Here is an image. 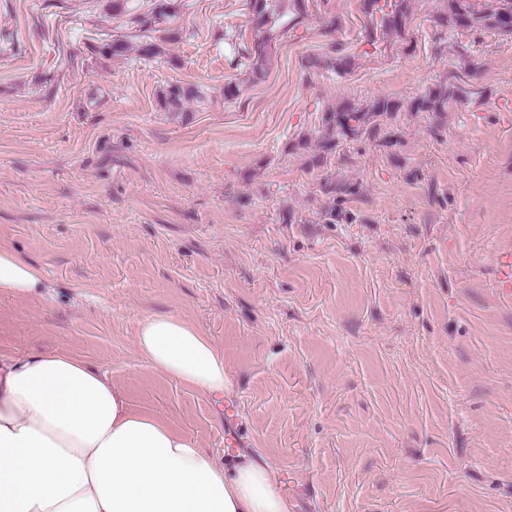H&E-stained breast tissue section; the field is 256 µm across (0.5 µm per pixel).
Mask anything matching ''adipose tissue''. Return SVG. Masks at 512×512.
<instances>
[{
  "label": "adipose tissue",
  "mask_w": 512,
  "mask_h": 512,
  "mask_svg": "<svg viewBox=\"0 0 512 512\" xmlns=\"http://www.w3.org/2000/svg\"><path fill=\"white\" fill-rule=\"evenodd\" d=\"M44 286L38 269L0 247V293ZM136 346L159 374L213 396L231 390L221 349L180 316L143 319ZM288 510L265 463L239 454L217 465L79 356L0 353V512Z\"/></svg>",
  "instance_id": "1"
}]
</instances>
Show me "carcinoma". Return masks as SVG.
Wrapping results in <instances>:
<instances>
[{"instance_id":"obj_1","label":"carcinoma","mask_w":512,"mask_h":512,"mask_svg":"<svg viewBox=\"0 0 512 512\" xmlns=\"http://www.w3.org/2000/svg\"><path fill=\"white\" fill-rule=\"evenodd\" d=\"M367 18L369 41H376L379 35H403L406 29L408 0H363ZM249 22L253 32L250 42L238 44L234 61L242 64L247 61L250 73L261 79L274 65L273 48L284 38L288 31L308 14V0H247ZM174 17L173 6L167 0H157L150 11L132 15L133 22L149 29L156 26L175 38L177 34L167 27ZM512 0H445L444 9L438 16L439 23L454 29L489 28L504 34H512ZM470 91L458 84H440L418 98L409 106L412 112L448 111V104L460 103L467 99ZM202 91L197 87L172 86L164 95L161 103L169 112L183 111L187 100H201ZM397 102L378 98L366 106H357L349 102L327 114L323 144L330 149L334 146L336 134L357 136L372 122L383 115L398 111Z\"/></svg>"}]
</instances>
